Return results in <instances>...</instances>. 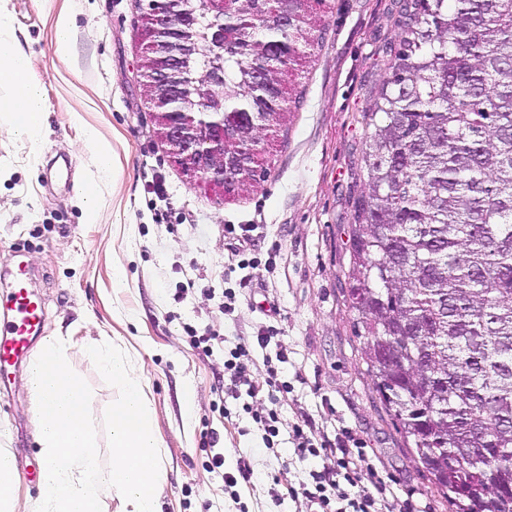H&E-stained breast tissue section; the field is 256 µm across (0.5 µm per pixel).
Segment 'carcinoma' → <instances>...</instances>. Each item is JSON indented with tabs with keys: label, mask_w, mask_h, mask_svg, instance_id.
<instances>
[{
	"label": "carcinoma",
	"mask_w": 512,
	"mask_h": 512,
	"mask_svg": "<svg viewBox=\"0 0 512 512\" xmlns=\"http://www.w3.org/2000/svg\"><path fill=\"white\" fill-rule=\"evenodd\" d=\"M232 12L224 108L262 113L258 138L294 91L270 56L304 57L321 19L301 0ZM401 28L363 116L345 301L374 391L452 512H512V0H418ZM265 163L249 159L232 193Z\"/></svg>",
	"instance_id": "carcinoma-1"
}]
</instances>
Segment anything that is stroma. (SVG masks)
<instances>
[{
	"mask_svg": "<svg viewBox=\"0 0 512 512\" xmlns=\"http://www.w3.org/2000/svg\"><path fill=\"white\" fill-rule=\"evenodd\" d=\"M396 0H330L322 40L297 78L264 182L225 200L189 185L158 140L138 85L139 0H0L42 83L39 144L0 120V295L18 263L44 306V335L72 343V369L92 389L102 424L118 396L83 344L105 339L141 375L161 444V512H319L301 491L325 457L300 458L295 428L349 444L389 480L388 512H451L430 488L376 397L343 295L349 226L367 192L365 126L397 46ZM74 16L73 51L53 46L61 10ZM95 128L113 150L114 184L101 186L86 222L78 189L93 157L80 143ZM166 188L149 191L152 180ZM250 224L248 241L227 233ZM272 339L259 347L256 337ZM214 334L211 352L193 334ZM255 385H234L224 363L236 347ZM277 370L287 387L269 395ZM22 367L0 382V425L23 464L38 462ZM250 384V385H251ZM276 413L266 445L253 413ZM223 454L224 471L211 470ZM248 461L251 476L238 474ZM236 476L225 483L224 474Z\"/></svg>",
	"mask_w": 512,
	"mask_h": 512,
	"instance_id": "1",
	"label": "stroma"
}]
</instances>
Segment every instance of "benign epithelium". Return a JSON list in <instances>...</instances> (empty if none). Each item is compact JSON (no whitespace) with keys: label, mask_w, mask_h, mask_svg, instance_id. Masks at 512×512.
<instances>
[{"label":"benign epithelium","mask_w":512,"mask_h":512,"mask_svg":"<svg viewBox=\"0 0 512 512\" xmlns=\"http://www.w3.org/2000/svg\"><path fill=\"white\" fill-rule=\"evenodd\" d=\"M231 0H168L165 8L151 11L150 23L140 31L142 43L158 49L155 38H164L177 27L183 31L197 22V13L210 16L206 35L207 49L224 55L225 19L230 14ZM191 49L171 55V65L149 72L141 71L140 88L151 105L150 117L157 133L168 147L169 157L192 185L224 186L237 179L235 172L224 167V139L235 133L236 125L225 121L224 105L211 90L196 91V97L185 98L188 112H170V99L159 92L176 71L192 70Z\"/></svg>","instance_id":"7a95c632"}]
</instances>
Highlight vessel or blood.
<instances>
[{
    "label": "vessel or blood",
    "mask_w": 512,
    "mask_h": 512,
    "mask_svg": "<svg viewBox=\"0 0 512 512\" xmlns=\"http://www.w3.org/2000/svg\"><path fill=\"white\" fill-rule=\"evenodd\" d=\"M42 322L43 304L29 288L25 269H18L10 294L0 302V367L29 358L31 342L40 334Z\"/></svg>",
    "instance_id": "obj_1"
}]
</instances>
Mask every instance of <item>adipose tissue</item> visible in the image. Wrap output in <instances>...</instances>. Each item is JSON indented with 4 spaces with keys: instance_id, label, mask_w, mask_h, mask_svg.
<instances>
[{
    "instance_id": "1",
    "label": "adipose tissue",
    "mask_w": 512,
    "mask_h": 512,
    "mask_svg": "<svg viewBox=\"0 0 512 512\" xmlns=\"http://www.w3.org/2000/svg\"><path fill=\"white\" fill-rule=\"evenodd\" d=\"M0 75L9 84L0 92V117L5 118L18 137L37 142L44 127L42 87L35 75L31 56L22 48L7 14L0 13ZM84 146L94 156L93 170L88 171L80 187L84 215L94 220L98 214L100 183L112 182V147L95 130H87Z\"/></svg>"
}]
</instances>
